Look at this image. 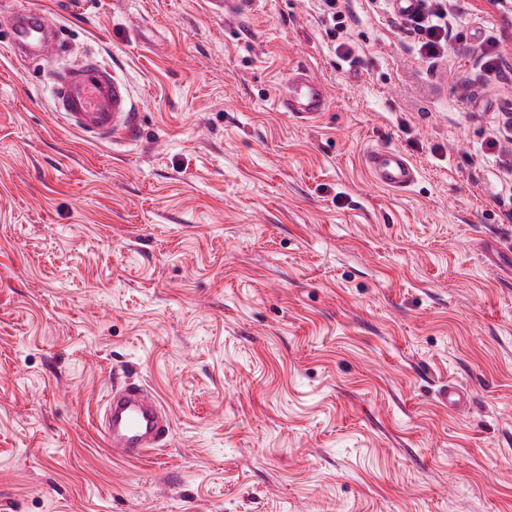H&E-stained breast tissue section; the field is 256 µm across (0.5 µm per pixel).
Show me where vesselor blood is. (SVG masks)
I'll list each match as a JSON object with an SVG mask.
<instances>
[{"label":"vessel or blood","instance_id":"obj_1","mask_svg":"<svg viewBox=\"0 0 512 512\" xmlns=\"http://www.w3.org/2000/svg\"><path fill=\"white\" fill-rule=\"evenodd\" d=\"M205 4L211 14L235 20L251 13L256 0H205ZM0 47L33 64H49L53 110L66 127L90 138L131 135L136 118L126 81L95 54L68 62L70 47L50 14L22 8L11 11L0 25ZM273 106L299 121L314 123L329 107L328 90L309 69L295 64L279 80ZM365 164L373 180L392 191L406 190L417 177L414 165L396 149L369 150ZM171 431L170 418L143 385L124 382L112 387L100 432L114 458H141L161 447Z\"/></svg>","mask_w":512,"mask_h":512}]
</instances>
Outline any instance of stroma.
<instances>
[{
    "label": "stroma",
    "instance_id": "obj_1",
    "mask_svg": "<svg viewBox=\"0 0 512 512\" xmlns=\"http://www.w3.org/2000/svg\"><path fill=\"white\" fill-rule=\"evenodd\" d=\"M20 5L128 80L140 136L68 129L0 48V512H512V82L471 61L491 26L512 73V18L453 0L432 67L370 0L336 39L320 0ZM292 62L318 123L272 105ZM116 377L172 419L130 462L96 428ZM208 11L216 16H224L225 20H236L251 13L256 0H206ZM365 164L373 180L392 191L406 190L417 177L415 166L397 149H371L365 155Z\"/></svg>",
    "mask_w": 512,
    "mask_h": 512
}]
</instances>
